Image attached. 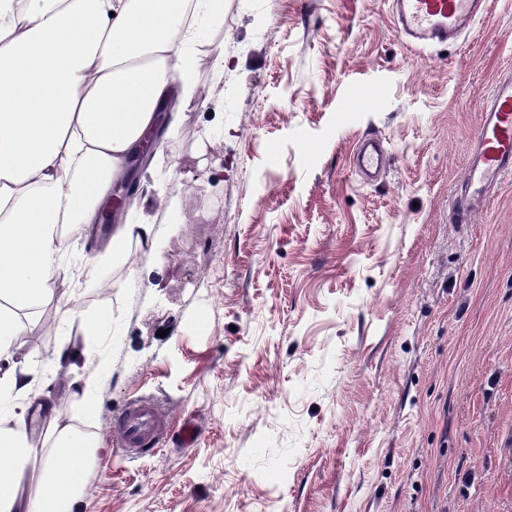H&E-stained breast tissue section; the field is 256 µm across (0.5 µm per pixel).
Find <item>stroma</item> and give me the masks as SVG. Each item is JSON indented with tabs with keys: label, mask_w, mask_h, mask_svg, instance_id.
Here are the masks:
<instances>
[{
	"label": "stroma",
	"mask_w": 512,
	"mask_h": 512,
	"mask_svg": "<svg viewBox=\"0 0 512 512\" xmlns=\"http://www.w3.org/2000/svg\"><path fill=\"white\" fill-rule=\"evenodd\" d=\"M207 99L154 158L169 169L152 255L58 283L15 361L42 363L71 314L103 356L30 394L100 451L79 512H512V179L455 224L483 102L512 72V0L448 47L406 43L387 0H224L204 31ZM367 99L350 100V84ZM389 167L364 181L360 139ZM194 420L188 448L127 457L133 398ZM69 324L72 329L77 325L79 334L85 338L104 335L108 326L98 313L90 315L79 313L70 318ZM85 367L88 371V379L84 383V389L82 390V395L78 401V410L81 415H91L95 411L96 408V394L93 390V380L98 371L99 365H96L95 362L88 357L85 361Z\"/></svg>",
	"instance_id": "1"
}]
</instances>
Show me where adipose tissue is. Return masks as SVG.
<instances>
[{
  "instance_id": "ef3b65f1",
  "label": "adipose tissue",
  "mask_w": 512,
  "mask_h": 512,
  "mask_svg": "<svg viewBox=\"0 0 512 512\" xmlns=\"http://www.w3.org/2000/svg\"><path fill=\"white\" fill-rule=\"evenodd\" d=\"M223 16L224 0H0V400L32 385L14 362L17 312L72 278L69 231L99 223L148 134L176 136L206 107L198 31ZM127 204L132 220L84 257L85 278L130 241L152 250L157 225L138 218V197ZM23 421L0 414V512H75L98 443L59 414L43 450Z\"/></svg>"
}]
</instances>
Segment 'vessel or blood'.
Instances as JSON below:
<instances>
[{"label": "vessel or blood", "mask_w": 512, "mask_h": 512, "mask_svg": "<svg viewBox=\"0 0 512 512\" xmlns=\"http://www.w3.org/2000/svg\"><path fill=\"white\" fill-rule=\"evenodd\" d=\"M397 32L406 42L421 46L456 43L490 0H390ZM512 175V75L497 80L482 107L473 151L462 176L465 197L458 207L466 222L488 199L491 189ZM172 420L153 400H130L112 418L116 444L131 457L155 455L164 445Z\"/></svg>", "instance_id": "1"}]
</instances>
